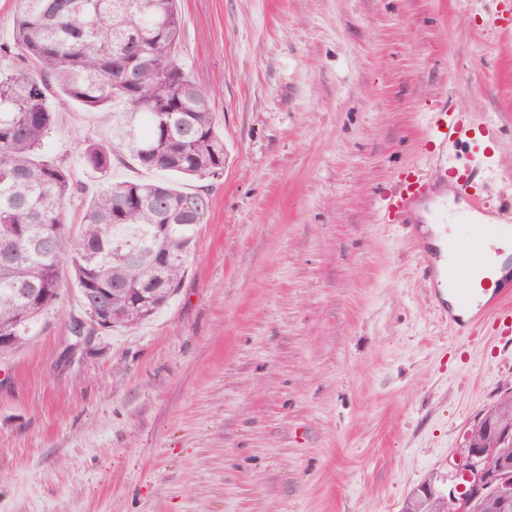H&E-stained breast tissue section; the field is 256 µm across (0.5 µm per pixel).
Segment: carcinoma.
<instances>
[{"instance_id":"carcinoma-1","label":"carcinoma","mask_w":512,"mask_h":512,"mask_svg":"<svg viewBox=\"0 0 512 512\" xmlns=\"http://www.w3.org/2000/svg\"><path fill=\"white\" fill-rule=\"evenodd\" d=\"M14 46L31 68L0 70V355L22 348L62 298L71 269L90 333L134 327L181 287L208 198L173 181H107L77 226L69 166L41 149L55 130L51 93L88 108L122 103L136 127L125 147L140 166L179 178L224 173L210 94L179 63L178 0H17ZM121 149L87 144L101 175ZM88 288L98 293H86Z\"/></svg>"}]
</instances>
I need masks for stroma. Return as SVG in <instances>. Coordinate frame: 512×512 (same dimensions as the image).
I'll return each mask as SVG.
<instances>
[{
	"label": "stroma",
	"mask_w": 512,
	"mask_h": 512,
	"mask_svg": "<svg viewBox=\"0 0 512 512\" xmlns=\"http://www.w3.org/2000/svg\"><path fill=\"white\" fill-rule=\"evenodd\" d=\"M503 0H180L178 55L212 98L224 174L177 294L73 347V278L0 356V512H402L446 486L479 415L512 391L502 315L460 341L406 232L381 221L444 103L500 135L458 147L512 202V27ZM43 149L82 189L121 106L56 98Z\"/></svg>",
	"instance_id": "stroma-1"
}]
</instances>
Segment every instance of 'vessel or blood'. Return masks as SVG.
<instances>
[{"mask_svg":"<svg viewBox=\"0 0 512 512\" xmlns=\"http://www.w3.org/2000/svg\"><path fill=\"white\" fill-rule=\"evenodd\" d=\"M429 131L444 146L454 147L463 143L468 127L448 108L440 107L430 113ZM475 178V172L471 171L459 175L456 182H449L448 168L444 165L429 180L411 172L406 175L402 189L386 196L381 205L384 216L403 224L419 259L422 279L431 290L441 318L460 336L468 335L489 316L512 305V287L506 285L491 294L484 288L493 277L495 257L512 250V205L490 209L484 197L472 190ZM450 183L455 186L456 199L463 203L457 219L473 225L474 233L456 240L455 260L442 264L420 221L418 206L426 201L444 206L440 189Z\"/></svg>","mask_w":512,"mask_h":512,"instance_id":"b4317fda","label":"vessel or blood"}]
</instances>
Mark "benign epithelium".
I'll return each instance as SVG.
<instances>
[{
	"label": "benign epithelium",
	"mask_w": 512,
	"mask_h": 512,
	"mask_svg": "<svg viewBox=\"0 0 512 512\" xmlns=\"http://www.w3.org/2000/svg\"><path fill=\"white\" fill-rule=\"evenodd\" d=\"M501 412L491 407L481 414L484 437L468 435L448 475L453 487L445 492L428 482L412 493L403 512H428L430 504L439 506L438 512H470L475 502L487 512H512V460L499 457L501 449L512 445V426L502 423Z\"/></svg>",
	"instance_id": "1"
}]
</instances>
